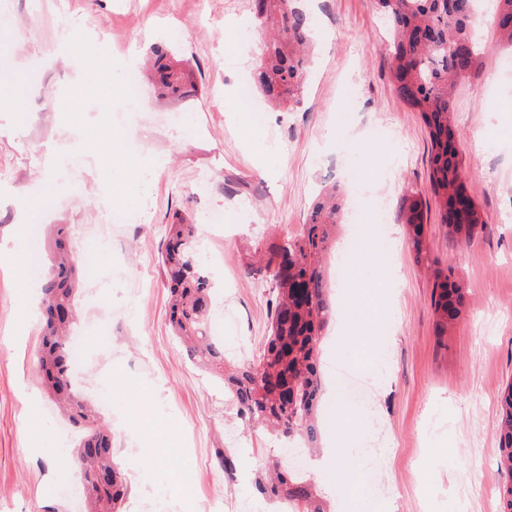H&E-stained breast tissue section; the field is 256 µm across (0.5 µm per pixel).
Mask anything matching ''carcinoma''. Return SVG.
I'll list each match as a JSON object with an SVG mask.
<instances>
[{
    "instance_id": "1",
    "label": "carcinoma",
    "mask_w": 512,
    "mask_h": 512,
    "mask_svg": "<svg viewBox=\"0 0 512 512\" xmlns=\"http://www.w3.org/2000/svg\"><path fill=\"white\" fill-rule=\"evenodd\" d=\"M493 2L494 12L486 24L499 46L512 50V0ZM377 4L388 21L399 95L421 112L428 130L429 188L440 223H448V201L461 198L464 212L454 213V235L469 240L481 229V215L466 195L459 154L448 153V139L456 137L451 121L455 88L486 65V45L472 36L475 0H377ZM252 11L260 26L273 32L260 47V89L275 106L297 104L311 49L306 14L295 0H252ZM148 70L161 96L185 94L167 53L154 49ZM341 208L340 192L334 187L324 190L314 200L301 236L273 247L269 255L256 261L253 274L267 288L271 306L269 336L256 358L242 367L225 360L224 348L205 335L211 283L194 259L195 225H166L167 244L161 255L169 273L170 321L190 356L223 380L224 389L249 423L277 436L300 439L311 451L318 448L319 350L323 331L333 316L321 260L336 238ZM399 218L412 230L416 261L431 267L434 261L428 258L421 237L420 202L409 200ZM45 234L52 241L51 275L42 289L44 327L34 351L38 371L48 397L82 431L76 463L85 512H119L127 485L113 459L112 430L77 394L66 350L68 332L77 319V261L67 242L68 227L50 224ZM432 288L439 327L446 332L462 313L465 286L453 275L436 270ZM498 404L500 467L507 475L499 486L500 507L512 512V381L501 390ZM215 461L229 477L236 471L235 457L226 448L216 449ZM255 485L291 512H325L309 484L279 457L268 461L255 477Z\"/></svg>"
}]
</instances>
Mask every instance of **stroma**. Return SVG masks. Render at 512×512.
I'll return each mask as SVG.
<instances>
[{
	"label": "stroma",
	"instance_id": "stroma-1",
	"mask_svg": "<svg viewBox=\"0 0 512 512\" xmlns=\"http://www.w3.org/2000/svg\"><path fill=\"white\" fill-rule=\"evenodd\" d=\"M316 45L293 109H268L254 91L260 35L251 0H0V75L26 68L37 80L24 97L0 82V512H73L79 472L76 429L39 381L37 283L45 262L9 256L17 238L44 252L29 224H66L78 262L108 281L104 309L77 299L75 331H87V399L104 395L113 455L128 494L123 512H277L250 485L282 441L249 427L223 383L196 367L169 320V280L158 257L174 217L195 225L222 259L211 275L210 323L232 364L251 360L269 325L267 294L251 266L269 247L300 236L321 185L339 183L348 207L336 240L367 225L365 210L387 204L389 235L376 241L385 274L364 284L354 263L325 257L331 298L357 294L350 316L390 314L375 325L389 352L383 382L364 372L338 378L335 323L324 331L318 412L320 446L334 456L365 451L375 472L360 500L386 512H498L497 396L512 380V112L498 108L499 55L466 80L453 114L466 188L484 221L471 240L448 237L429 191L431 144L419 112L398 95L385 19L375 0H301ZM70 32L81 56L105 61V77L62 52ZM168 46L188 76L183 101L128 110L129 74L145 77L153 44ZM28 112L35 123L17 126ZM121 183H113L114 167ZM423 204L425 240L438 267H455L465 312L440 333L432 280L415 264L398 218L405 195ZM125 210L107 234L102 207ZM222 225L209 229L205 216ZM368 397L355 431L327 406L341 380ZM234 449L237 472L214 461Z\"/></svg>",
	"mask_w": 512,
	"mask_h": 512
}]
</instances>
